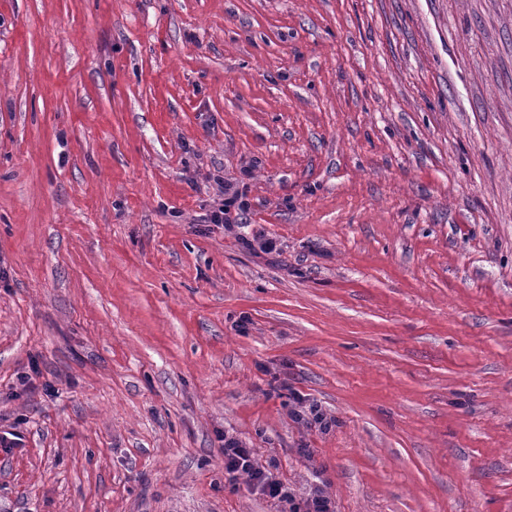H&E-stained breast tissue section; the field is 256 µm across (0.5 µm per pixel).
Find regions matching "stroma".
<instances>
[{"label":"stroma","instance_id":"35a3bbf8","mask_svg":"<svg viewBox=\"0 0 512 512\" xmlns=\"http://www.w3.org/2000/svg\"><path fill=\"white\" fill-rule=\"evenodd\" d=\"M0 431V512H512V0H0ZM223 194L228 195L227 198H224L222 201L223 203L218 206L217 208H214L213 210H210L207 214H205L203 222L206 224H215V225H223L229 224L232 221L231 218V209H238L242 213V208L244 206L241 197L237 190L233 189V186L228 185L225 187L224 182L221 181L220 183ZM239 212H236V217L238 218L241 214ZM224 471L228 475L231 489L236 488L240 476L246 475L250 484L263 494L286 502L290 512H334V504L329 495L319 487L311 490L308 495L296 502L288 485L277 478L271 471L257 466L254 449L247 448L241 441L224 436Z\"/></svg>","mask_w":512,"mask_h":512}]
</instances>
